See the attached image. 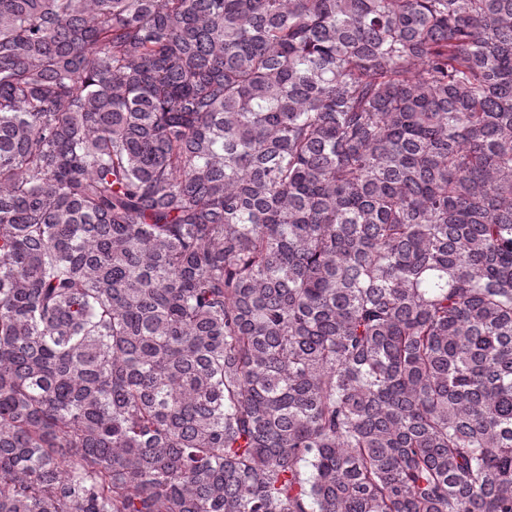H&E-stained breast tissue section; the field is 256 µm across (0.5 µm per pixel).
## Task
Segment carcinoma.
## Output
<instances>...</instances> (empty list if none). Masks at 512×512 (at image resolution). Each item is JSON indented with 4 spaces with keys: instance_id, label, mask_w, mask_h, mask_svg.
Instances as JSON below:
<instances>
[{
    "instance_id": "obj_1",
    "label": "carcinoma",
    "mask_w": 512,
    "mask_h": 512,
    "mask_svg": "<svg viewBox=\"0 0 512 512\" xmlns=\"http://www.w3.org/2000/svg\"><path fill=\"white\" fill-rule=\"evenodd\" d=\"M0 512H512V0H0Z\"/></svg>"
}]
</instances>
